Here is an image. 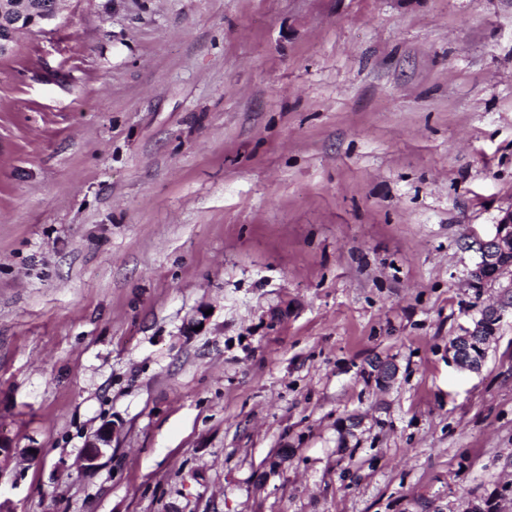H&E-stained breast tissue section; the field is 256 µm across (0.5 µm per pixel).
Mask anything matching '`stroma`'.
Instances as JSON below:
<instances>
[{
  "instance_id": "1",
  "label": "stroma",
  "mask_w": 512,
  "mask_h": 512,
  "mask_svg": "<svg viewBox=\"0 0 512 512\" xmlns=\"http://www.w3.org/2000/svg\"><path fill=\"white\" fill-rule=\"evenodd\" d=\"M511 209L512 0H66L0 57V500L512 512V309L448 357ZM489 323H499V321L489 319ZM488 322H484L482 324L476 325L474 323L473 327H463V330L459 334V339L454 343L458 336H455L451 340L449 353L452 354L451 362L457 366L458 368L470 372H479L482 366H477L471 360L463 359L460 352H458L465 344H469L473 341L474 338L482 337L485 346L489 344L492 337L496 333L495 327H489ZM454 343V345H453ZM115 430L114 423H105L88 440L81 455V467L84 471L94 472L102 466L101 461L107 455Z\"/></svg>"
}]
</instances>
